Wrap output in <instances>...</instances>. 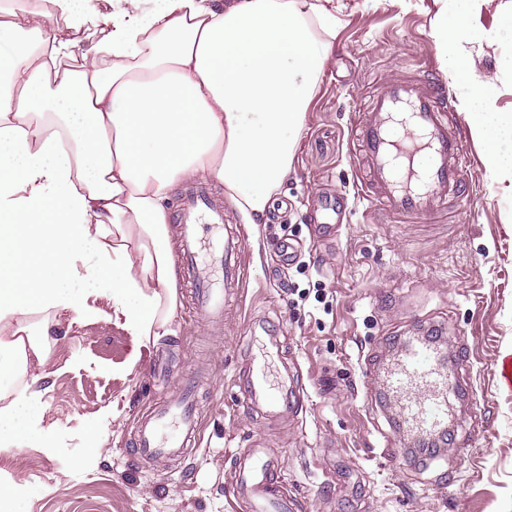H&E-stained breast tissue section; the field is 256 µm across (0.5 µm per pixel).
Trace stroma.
<instances>
[{"mask_svg":"<svg viewBox=\"0 0 512 512\" xmlns=\"http://www.w3.org/2000/svg\"><path fill=\"white\" fill-rule=\"evenodd\" d=\"M343 24L320 78L279 199L281 223H243L220 188L214 199L244 242L249 278L230 289L224 327L193 320L191 291L177 289L173 332L138 346L111 304L94 322L64 314L45 368L29 367L16 388L34 384L56 450L0 447V471L29 489L20 512H240L227 485L231 458L258 443L283 466L298 512H512V392L499 388L496 362L512 354V182H494L481 146L466 144L479 191L469 212L445 224H393L348 201L334 239L312 243L310 211L329 191L353 189L350 130L367 83L444 68L432 37L438 0H341ZM500 0H481L462 53L479 80L498 75L512 41L495 39ZM300 261L277 274L281 240ZM282 335L268 358L271 379L300 367L305 409L272 418L244 411L239 373L266 340L253 323ZM442 334L464 340L472 359L473 403L439 461L409 454L365 364H382L397 338ZM194 383L201 441L188 457L164 464L128 448L143 409ZM489 420L473 429L475 409ZM407 458L392 463V449ZM93 454L92 465L80 459ZM453 467L455 484L439 481Z\"/></svg>","mask_w":512,"mask_h":512,"instance_id":"35a3bbf8","label":"stroma"}]
</instances>
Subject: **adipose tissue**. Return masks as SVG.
I'll return each mask as SVG.
<instances>
[{
	"label": "adipose tissue",
	"instance_id": "ef3b65f1",
	"mask_svg": "<svg viewBox=\"0 0 512 512\" xmlns=\"http://www.w3.org/2000/svg\"><path fill=\"white\" fill-rule=\"evenodd\" d=\"M27 0L0 8V377L45 366L50 316L107 297L139 340L169 335L176 301L167 201L211 179L246 223L291 170L342 21L327 0ZM433 37L493 179L512 181V111L459 54L477 0H440ZM75 35L46 29L49 14ZM37 42L20 49V33ZM85 33L78 41L77 33ZM47 313L26 340L20 316ZM38 394L0 408V443L54 447Z\"/></svg>",
	"mask_w": 512,
	"mask_h": 512
}]
</instances>
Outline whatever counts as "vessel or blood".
I'll return each mask as SVG.
<instances>
[{
  "label": "vessel or blood",
  "instance_id": "1",
  "mask_svg": "<svg viewBox=\"0 0 512 512\" xmlns=\"http://www.w3.org/2000/svg\"><path fill=\"white\" fill-rule=\"evenodd\" d=\"M454 112L453 95L430 69H416L372 92L353 127L355 199L397 224H432L465 211L475 189L463 178L470 158ZM341 201L338 193L322 198L313 219L318 239L334 237L342 222ZM175 220L181 226L176 263L191 287L193 314L208 325H220L225 289L242 286L247 278L243 241L230 232L218 243L222 281L217 284L200 264L201 231L223 227L224 212L214 207L205 185L182 196ZM469 360L464 344H457L449 357L432 339L407 342L397 352L382 386L408 432L422 441L447 432L467 391L461 371ZM240 387L250 411L282 416L304 406L296 385L275 388L263 364L253 358ZM197 436L196 400L187 387L138 416L131 452L144 460L183 457L195 447ZM283 485L281 467L268 449L255 445L235 454L230 488L246 512H294L296 504Z\"/></svg>",
  "mask_w": 512,
  "mask_h": 512
}]
</instances>
